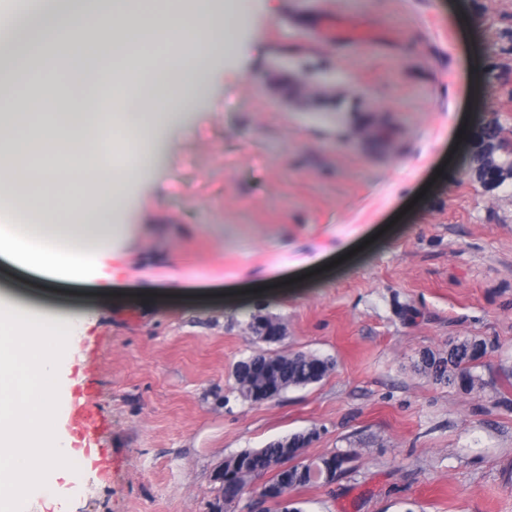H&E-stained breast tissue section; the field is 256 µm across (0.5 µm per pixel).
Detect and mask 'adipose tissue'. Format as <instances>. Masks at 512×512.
Wrapping results in <instances>:
<instances>
[{
	"label": "adipose tissue",
	"instance_id": "obj_1",
	"mask_svg": "<svg viewBox=\"0 0 512 512\" xmlns=\"http://www.w3.org/2000/svg\"><path fill=\"white\" fill-rule=\"evenodd\" d=\"M214 0H114L111 10L83 15L71 12L65 26L71 33L66 47L75 53L83 80L96 85L104 76L98 61L111 50L119 64L131 57L144 65L118 102L119 113L100 112L96 96L81 100L82 116L73 120L58 112L43 116L28 111L23 93L31 74L10 70L12 93L0 94V194L13 196L17 224L0 225V260L54 283L84 284L97 275L108 241L121 230L92 216L62 220L66 210H79L84 186L103 187L101 206L112 213L121 204V186L132 176L104 168L87 154L84 145L95 129L122 120L134 133L159 136L176 113L190 111L198 89L208 75V65L223 45V34L213 28ZM191 29L195 47L177 75L147 66L146 46L159 32L182 33ZM65 164L73 176L59 179L56 164Z\"/></svg>",
	"mask_w": 512,
	"mask_h": 512
}]
</instances>
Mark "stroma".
Wrapping results in <instances>:
<instances>
[{
  "label": "stroma",
  "instance_id": "35a3bbf8",
  "mask_svg": "<svg viewBox=\"0 0 512 512\" xmlns=\"http://www.w3.org/2000/svg\"><path fill=\"white\" fill-rule=\"evenodd\" d=\"M329 0L336 37L283 23L290 0H231L208 89L151 145L92 285H57L49 314L83 320L72 395L94 387L108 459L72 486L74 512H209L224 458L316 430L303 458L353 456L301 512H512V179L452 164L462 128L512 148V0ZM478 23L474 111L461 53ZM302 88L282 99L273 65ZM104 166L141 157L121 124L90 142ZM196 291L140 297L142 278ZM279 324L264 345L250 324ZM493 343L481 394L415 363L459 337ZM330 359L320 382L251 404L254 351Z\"/></svg>",
  "mask_w": 512,
  "mask_h": 512
}]
</instances>
